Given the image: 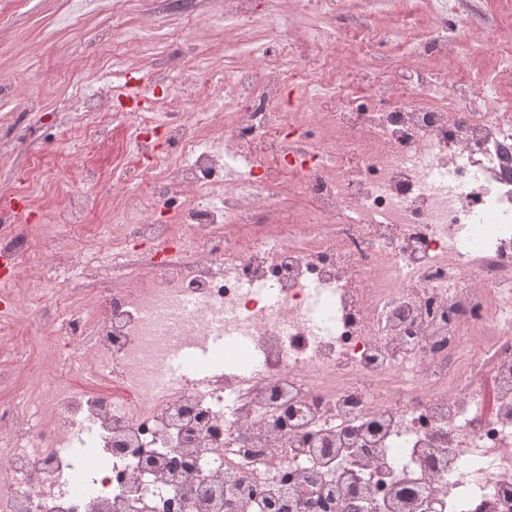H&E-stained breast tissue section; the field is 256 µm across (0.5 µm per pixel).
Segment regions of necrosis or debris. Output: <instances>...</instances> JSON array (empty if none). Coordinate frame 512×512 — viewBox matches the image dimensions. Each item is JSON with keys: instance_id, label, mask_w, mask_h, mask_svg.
<instances>
[{"instance_id": "obj_1", "label": "necrosis or debris", "mask_w": 512, "mask_h": 512, "mask_svg": "<svg viewBox=\"0 0 512 512\" xmlns=\"http://www.w3.org/2000/svg\"><path fill=\"white\" fill-rule=\"evenodd\" d=\"M191 35L165 12L114 31L58 123L90 154L124 136L111 233L64 247L97 206L65 177L31 242L40 172L0 190V334L26 306L61 343L0 402V512H512V101L423 67L362 106L322 91L368 24L168 71ZM139 54L162 107L110 99ZM212 336L260 372L230 348L205 385L174 375Z\"/></svg>"}]
</instances>
